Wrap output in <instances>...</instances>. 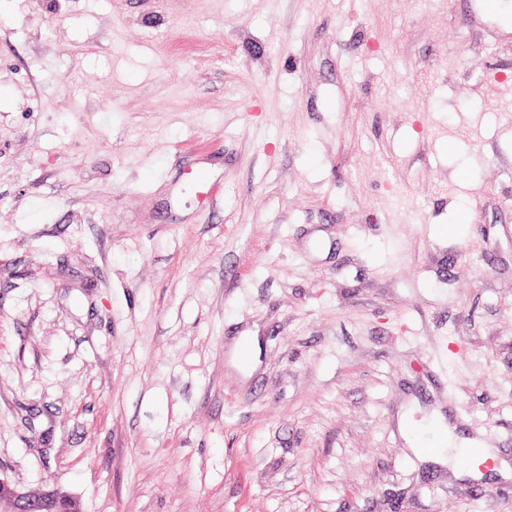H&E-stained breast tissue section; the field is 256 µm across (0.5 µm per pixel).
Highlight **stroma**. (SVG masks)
I'll return each mask as SVG.
<instances>
[{
	"instance_id": "obj_1",
	"label": "stroma",
	"mask_w": 512,
	"mask_h": 512,
	"mask_svg": "<svg viewBox=\"0 0 512 512\" xmlns=\"http://www.w3.org/2000/svg\"><path fill=\"white\" fill-rule=\"evenodd\" d=\"M414 401L512 463V0H0V475L512 512ZM412 419V414L403 415L400 418L399 427L410 448L413 450L414 454L422 460L431 461L441 465H444L446 463H455L457 466L461 468L462 472L467 476L477 477L478 472L466 469L464 465L461 466L458 463V451H461V448H458V446L464 444H476L483 456L487 458H494L496 456V449L489 447L488 444L484 443L483 441L476 438L460 437L456 435L455 430L457 429V426L450 425L448 422H446L443 413L436 408L432 409L430 416L424 417L421 422L428 423L429 429L431 430L443 432L447 431L448 441L441 442L440 447L436 448L439 439L444 435L435 434L431 437L429 441V447L435 449L427 450L425 449L424 444L417 433L415 423L413 422Z\"/></svg>"
}]
</instances>
